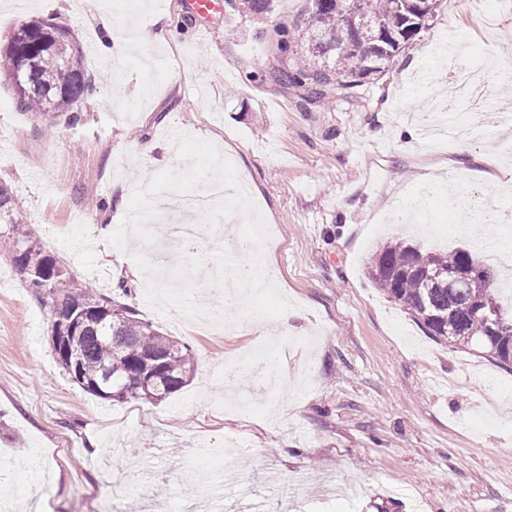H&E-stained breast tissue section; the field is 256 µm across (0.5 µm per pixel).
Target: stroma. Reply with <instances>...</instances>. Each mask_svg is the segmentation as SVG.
<instances>
[{
	"label": "stroma",
	"instance_id": "1",
	"mask_svg": "<svg viewBox=\"0 0 512 512\" xmlns=\"http://www.w3.org/2000/svg\"><path fill=\"white\" fill-rule=\"evenodd\" d=\"M134 19L139 42L103 58L97 17ZM174 36L152 42L160 15ZM47 21L83 49L88 88L79 125L47 129L18 105L0 74V183L8 185L46 250L78 279L135 310L195 352L194 372L164 402L119 403L83 390L59 367L49 341L50 312L6 255H0V454L34 448L27 470L11 472L30 512H95L104 495L123 497L120 470L149 467L143 512L157 500L169 512H199L186 472L206 473L210 451L238 458L236 484L215 489L224 512L257 503L261 512H512V372L467 349L432 340L369 280L372 254L405 236L427 250L474 246L495 234L473 216L469 234L440 222H391L413 195L435 188L476 192L512 213V0H442L426 28L390 71L351 92L319 95L282 88L274 31L301 39L310 0H270L245 15L222 0L199 17L188 0H60ZM469 44L500 65L488 95L501 123L443 145L422 137L417 111H436L448 67L441 39ZM220 148L247 183L273 235L264 269L293 304L288 330L260 334L255 317L231 329L199 330L177 311L145 300L135 257L100 243L128 212L133 181L184 171L170 134ZM152 146L141 154L143 143ZM168 253L202 261L204 286L215 248L180 250L166 220L149 222ZM287 348L272 362L278 392L254 385L229 361L259 344ZM245 397L250 411L237 408Z\"/></svg>",
	"mask_w": 512,
	"mask_h": 512
}]
</instances>
